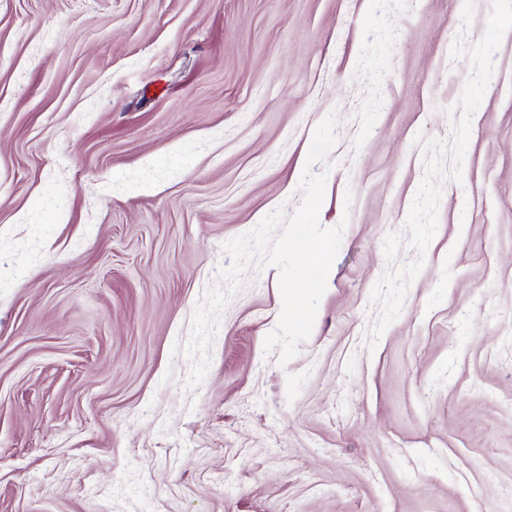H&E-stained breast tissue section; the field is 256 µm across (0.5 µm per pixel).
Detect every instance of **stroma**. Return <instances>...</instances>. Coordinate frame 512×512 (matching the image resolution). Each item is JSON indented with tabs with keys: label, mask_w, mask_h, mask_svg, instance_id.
<instances>
[{
	"label": "stroma",
	"mask_w": 512,
	"mask_h": 512,
	"mask_svg": "<svg viewBox=\"0 0 512 512\" xmlns=\"http://www.w3.org/2000/svg\"><path fill=\"white\" fill-rule=\"evenodd\" d=\"M464 0H0V512H512V31L425 254ZM337 112L311 336L248 271L187 388L224 244L302 201ZM424 264L381 335L375 284Z\"/></svg>",
	"instance_id": "obj_1"
}]
</instances>
